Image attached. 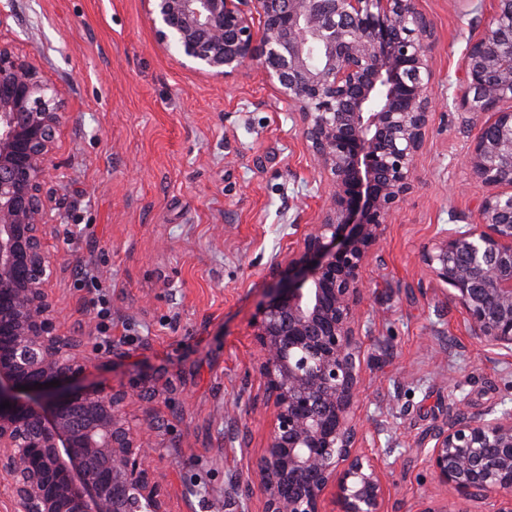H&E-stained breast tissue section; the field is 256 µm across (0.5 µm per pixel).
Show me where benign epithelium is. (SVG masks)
<instances>
[{"label":"benign epithelium","mask_w":512,"mask_h":512,"mask_svg":"<svg viewBox=\"0 0 512 512\" xmlns=\"http://www.w3.org/2000/svg\"><path fill=\"white\" fill-rule=\"evenodd\" d=\"M158 43L213 77L260 67L288 104L326 186L320 220L269 269L254 324L269 415L255 458L261 512H386L379 458L356 415L365 271L439 107L433 29L417 0H144ZM461 106L488 119L464 165L495 188L477 222L441 229L420 260L484 345L512 354V0L472 40ZM61 93L0 44V479L12 512H169L147 443L123 419L124 390L84 384L81 341L49 294ZM55 381L57 385L50 386ZM9 403L3 408L1 404ZM434 479L512 512V409L465 411L431 436Z\"/></svg>","instance_id":"benign-epithelium-1"}]
</instances>
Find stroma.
<instances>
[{
  "label": "stroma",
  "instance_id": "stroma-1",
  "mask_svg": "<svg viewBox=\"0 0 512 512\" xmlns=\"http://www.w3.org/2000/svg\"><path fill=\"white\" fill-rule=\"evenodd\" d=\"M419 7L441 106L366 270L372 365L357 414L367 447L386 451L388 512L425 499L453 512L462 499L433 482L429 438L458 410L512 407V358L472 334L420 256L441 228L474 223L487 193L462 164L484 118L461 108L457 75L495 0ZM0 44L34 59L66 101L50 295L82 339L89 380L131 391L126 417L151 443L170 512H260V495L238 491L267 433L253 322L270 265L325 200L287 104L259 67L224 79L183 66L143 0H0ZM99 288L108 344L89 304ZM94 309L98 318V332L103 341L111 343L112 341V307L106 295H98L94 301Z\"/></svg>",
  "mask_w": 512,
  "mask_h": 512
}]
</instances>
